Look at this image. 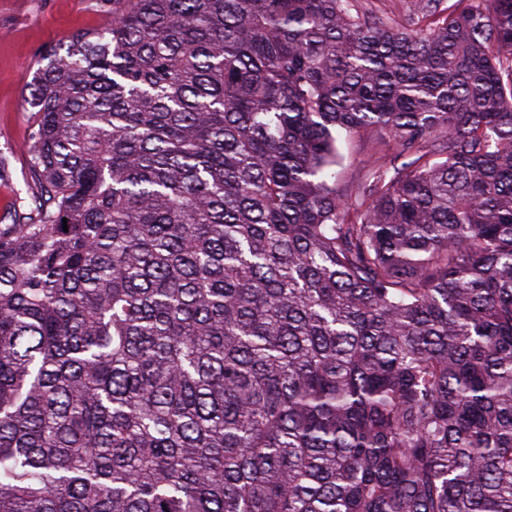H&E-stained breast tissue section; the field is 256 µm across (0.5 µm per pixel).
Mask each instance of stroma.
Returning a JSON list of instances; mask_svg holds the SVG:
<instances>
[{"mask_svg": "<svg viewBox=\"0 0 512 512\" xmlns=\"http://www.w3.org/2000/svg\"><path fill=\"white\" fill-rule=\"evenodd\" d=\"M111 21L101 0H0V154L11 181L0 182V220L6 219L23 188L26 143L33 112L24 92L44 51L79 32L96 31ZM336 171L343 184L359 183L378 148L372 138L340 135Z\"/></svg>", "mask_w": 512, "mask_h": 512, "instance_id": "1", "label": "stroma"}]
</instances>
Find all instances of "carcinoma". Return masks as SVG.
<instances>
[{
    "instance_id": "1",
    "label": "carcinoma",
    "mask_w": 512,
    "mask_h": 512,
    "mask_svg": "<svg viewBox=\"0 0 512 512\" xmlns=\"http://www.w3.org/2000/svg\"><path fill=\"white\" fill-rule=\"evenodd\" d=\"M403 4L112 0L42 55L0 512H512V0ZM337 150L336 173L339 174L342 184L349 187L362 180L370 160L382 155L375 141L366 135L341 134L337 140Z\"/></svg>"
}]
</instances>
